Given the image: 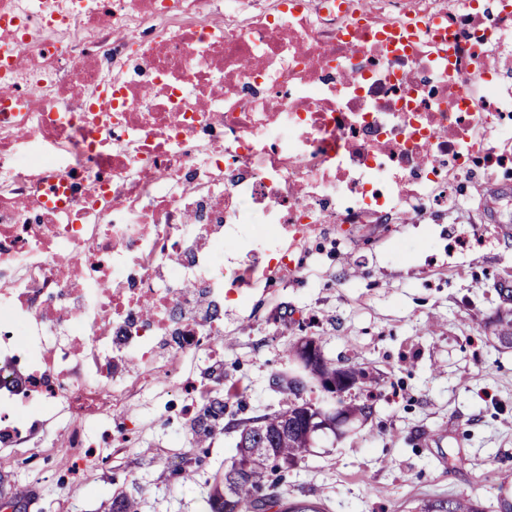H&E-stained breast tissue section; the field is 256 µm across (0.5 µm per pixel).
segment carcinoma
<instances>
[{"label":"carcinoma","instance_id":"obj_1","mask_svg":"<svg viewBox=\"0 0 512 512\" xmlns=\"http://www.w3.org/2000/svg\"><path fill=\"white\" fill-rule=\"evenodd\" d=\"M496 339L512 347V319H497ZM272 384L288 396L287 407L234 425L238 433L235 456L238 461L224 468L222 478L214 479L206 504L207 512H269L265 491L285 482L288 473L312 447L323 424L314 404L300 400L298 382L276 374ZM340 413L363 418L371 412L365 401L345 397L339 400ZM281 512H324L318 502L282 500ZM411 512H484L479 500L460 497L448 501L426 500Z\"/></svg>","mask_w":512,"mask_h":512}]
</instances>
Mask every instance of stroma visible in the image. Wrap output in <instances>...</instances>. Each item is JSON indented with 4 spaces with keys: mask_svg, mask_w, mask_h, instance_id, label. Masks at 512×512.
<instances>
[{
    "mask_svg": "<svg viewBox=\"0 0 512 512\" xmlns=\"http://www.w3.org/2000/svg\"><path fill=\"white\" fill-rule=\"evenodd\" d=\"M470 203L442 224H361L303 248L294 279L255 289L224 315V373L210 382L195 426L176 432L180 396L160 381L130 403L135 445L57 489L50 474L4 468L0 497L28 489V512H110L112 496L139 512H202L235 453L229 424L284 408L274 374L288 348L315 337L326 357L364 369L372 413L341 440L322 439L279 485L326 512H410L420 501L471 496L484 512L512 502V348L492 333L512 314V175L467 188ZM419 241L407 257L391 237Z\"/></svg>",
    "mask_w": 512,
    "mask_h": 512,
    "instance_id": "1",
    "label": "stroma"
}]
</instances>
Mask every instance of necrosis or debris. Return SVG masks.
<instances>
[{"label": "necrosis or debris", "mask_w": 512, "mask_h": 512, "mask_svg": "<svg viewBox=\"0 0 512 512\" xmlns=\"http://www.w3.org/2000/svg\"><path fill=\"white\" fill-rule=\"evenodd\" d=\"M509 40L512 0H0L10 470L131 446L126 403L223 370L225 307L321 228L511 173Z\"/></svg>", "instance_id": "obj_1"}]
</instances>
